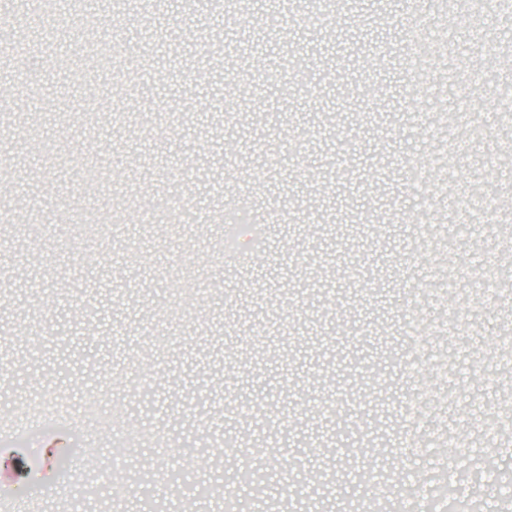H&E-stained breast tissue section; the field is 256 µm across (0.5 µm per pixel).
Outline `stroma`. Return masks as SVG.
<instances>
[{
    "mask_svg": "<svg viewBox=\"0 0 512 512\" xmlns=\"http://www.w3.org/2000/svg\"><path fill=\"white\" fill-rule=\"evenodd\" d=\"M271 2L86 0L94 31L65 15L19 54L35 100L0 67V113H29L38 132L0 136V207L44 229L39 261L0 246V347L15 360L0 387L14 419L0 512H365L375 500L427 512L431 469L454 453L434 436L444 423L495 460L493 476L470 465L463 495L512 512L495 490L512 446L485 443L470 408L512 414L500 360L512 299L469 291L486 254L512 278V248L501 224L451 206L491 188L512 205L503 73L471 85L464 117L445 76L484 56L439 0H345L332 19L301 0L285 21ZM412 25L452 41L416 83ZM116 112L135 125L113 126ZM442 112L482 129L441 168L427 128ZM243 191L267 242L254 258L240 235L238 261L223 254L224 218ZM178 195L195 198L196 220L142 231V210ZM463 220L454 245L416 234ZM451 278L445 308L429 286ZM452 309L457 329L428 335ZM356 360L378 365L381 399L350 377ZM69 457L72 485L46 495ZM114 460L155 484L98 482L89 499L83 485ZM243 467L265 501L236 483ZM200 483L209 497H195Z\"/></svg>",
    "mask_w": 512,
    "mask_h": 512,
    "instance_id": "35a3bbf8",
    "label": "stroma"
}]
</instances>
